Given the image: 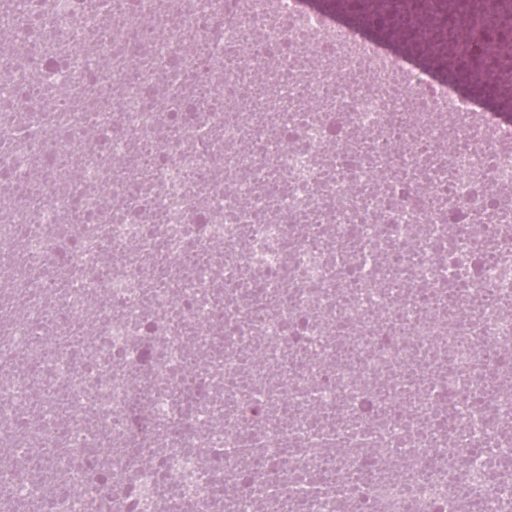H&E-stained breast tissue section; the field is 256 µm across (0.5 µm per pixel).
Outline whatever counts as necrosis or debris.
<instances>
[{
    "instance_id": "4bbe7bcc",
    "label": "necrosis or debris",
    "mask_w": 512,
    "mask_h": 512,
    "mask_svg": "<svg viewBox=\"0 0 512 512\" xmlns=\"http://www.w3.org/2000/svg\"><path fill=\"white\" fill-rule=\"evenodd\" d=\"M335 14L0 0V512H512V124Z\"/></svg>"
}]
</instances>
